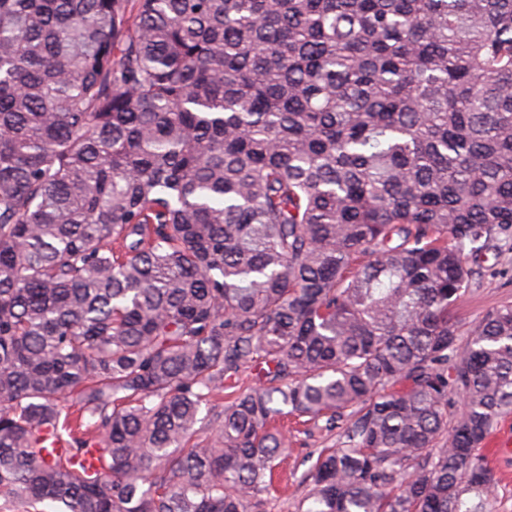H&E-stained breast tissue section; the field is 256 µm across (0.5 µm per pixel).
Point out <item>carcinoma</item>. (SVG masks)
<instances>
[{"instance_id":"carcinoma-1","label":"carcinoma","mask_w":512,"mask_h":512,"mask_svg":"<svg viewBox=\"0 0 512 512\" xmlns=\"http://www.w3.org/2000/svg\"><path fill=\"white\" fill-rule=\"evenodd\" d=\"M510 239L512 0H0V498L260 512L295 414L297 512H491ZM468 261L477 269L476 274L468 294L454 310L462 340L467 339L468 333L488 310L512 303V249L508 245L491 243L476 263L471 256H468ZM291 426L295 425L288 424V453L280 463L288 481H284L271 495L264 496V512H295L297 503L309 488L305 479L309 467L321 451L338 448L344 441L342 429L326 431L323 421L300 425L301 430H307L306 434L296 432Z\"/></svg>"}]
</instances>
